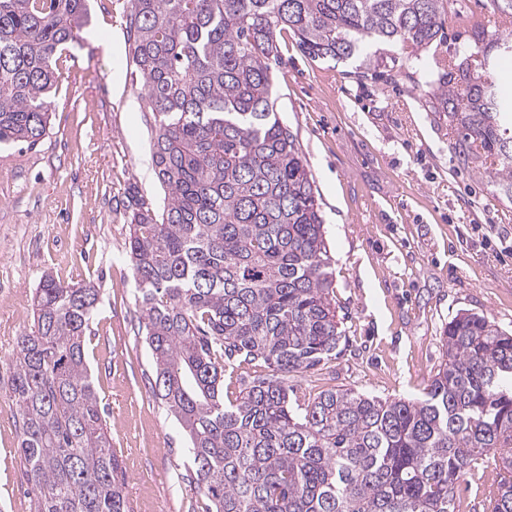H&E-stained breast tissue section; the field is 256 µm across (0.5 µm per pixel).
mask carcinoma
<instances>
[{
    "label": "carcinoma",
    "instance_id": "obj_1",
    "mask_svg": "<svg viewBox=\"0 0 512 512\" xmlns=\"http://www.w3.org/2000/svg\"><path fill=\"white\" fill-rule=\"evenodd\" d=\"M457 0H129L127 42L155 122L163 206L129 193V257L162 401L188 438L191 479L213 512H456L481 456L508 478L512 333L462 310L424 397L328 389L302 410L290 377L342 337L313 175L274 108L270 61L286 29L313 60L397 45L410 61L443 40ZM87 0H0V143L50 124L52 57L78 40ZM512 40L476 23L458 62H434L431 108L458 163L512 200V96L498 60ZM99 291L46 274L16 337L11 391L34 512H128L84 341ZM271 369L235 404L224 367Z\"/></svg>",
    "mask_w": 512,
    "mask_h": 512
}]
</instances>
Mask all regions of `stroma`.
<instances>
[{
  "instance_id": "35a3bbf8",
  "label": "stroma",
  "mask_w": 512,
  "mask_h": 512,
  "mask_svg": "<svg viewBox=\"0 0 512 512\" xmlns=\"http://www.w3.org/2000/svg\"><path fill=\"white\" fill-rule=\"evenodd\" d=\"M441 45L410 64L400 47L369 65L314 61L288 31L271 68L275 107L315 180L343 336L335 355L291 379L290 401L330 388L420 398L458 311L512 330V201L464 168L429 103L426 65L469 42L474 21L507 34L492 0H458ZM128 0H90L79 40L52 59L49 130L0 144V512H32L10 397L15 338L33 324L44 274L93 283L86 360L112 436L129 512H212L190 478L186 437L152 392L140 293L128 256L130 187L162 202L154 122L127 65ZM505 472L484 456L457 483L460 512H492Z\"/></svg>"
}]
</instances>
